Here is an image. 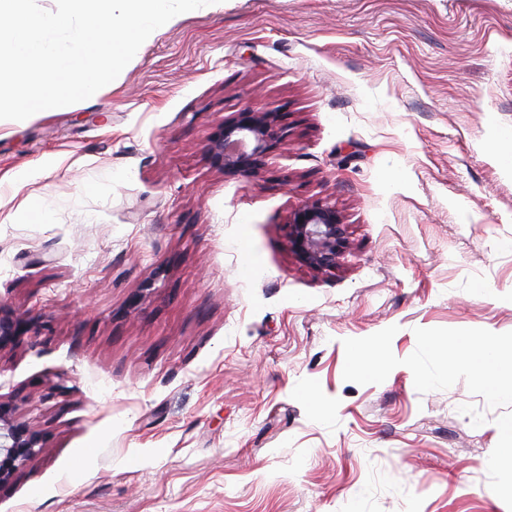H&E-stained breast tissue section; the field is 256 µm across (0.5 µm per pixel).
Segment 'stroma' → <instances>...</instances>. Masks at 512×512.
Instances as JSON below:
<instances>
[{"label": "stroma", "instance_id": "1", "mask_svg": "<svg viewBox=\"0 0 512 512\" xmlns=\"http://www.w3.org/2000/svg\"><path fill=\"white\" fill-rule=\"evenodd\" d=\"M284 112L255 174L207 147ZM512 0H216L91 98L0 120V401L44 435L0 512H511L500 411L344 339L512 331ZM339 211L335 269L293 253ZM288 236L293 251L307 266L330 270L347 247L346 224L336 208L304 202L292 214ZM26 329L22 317L0 303V351L15 344Z\"/></svg>", "mask_w": 512, "mask_h": 512}]
</instances>
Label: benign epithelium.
Here are the masks:
<instances>
[{
	"label": "benign epithelium",
	"instance_id": "1",
	"mask_svg": "<svg viewBox=\"0 0 512 512\" xmlns=\"http://www.w3.org/2000/svg\"><path fill=\"white\" fill-rule=\"evenodd\" d=\"M281 114L265 106H245L224 121L211 141V164L228 175L256 173L278 141ZM288 236L293 251L307 266L318 270L336 268L347 247L346 224L336 208L317 201L301 204L292 214ZM26 332L22 317L0 304V350L11 346ZM43 448L40 431L15 415L13 406L0 401V487Z\"/></svg>",
	"mask_w": 512,
	"mask_h": 512
}]
</instances>
